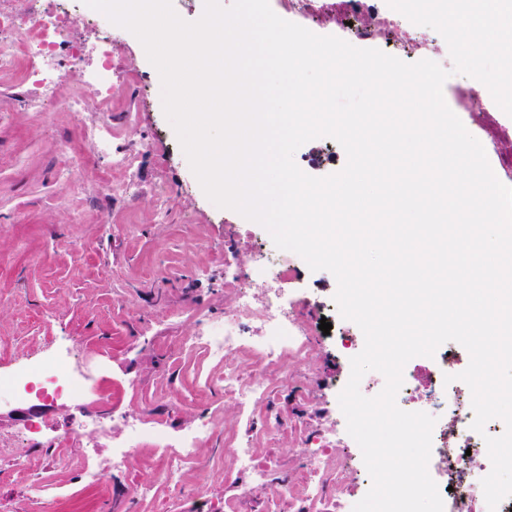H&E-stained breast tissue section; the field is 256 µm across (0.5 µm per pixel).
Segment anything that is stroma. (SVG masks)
<instances>
[{
	"label": "stroma",
	"instance_id": "1",
	"mask_svg": "<svg viewBox=\"0 0 512 512\" xmlns=\"http://www.w3.org/2000/svg\"><path fill=\"white\" fill-rule=\"evenodd\" d=\"M116 37L112 101L138 115L118 142L149 144L135 181L141 193L167 192L169 218L160 221L150 205L136 204L119 185L111 202H101L96 170H86L79 186L63 182L54 146L73 136L72 115L25 107L17 95L20 72L0 74V370L43 351L62 333L73 338L84 359L104 367L108 395L100 403L114 413L158 423L172 435L199 414L212 413L218 431L199 445L184 471V489H203L212 512H255L278 501L282 480L311 482L303 438L326 423L336 405L326 384L345 370L348 358L327 339L289 367L269 393L288 421L273 436L262 409L248 417L223 393L204 390L212 365L202 352L177 350L175 339L193 335L201 320L223 321L234 309V294L224 286L225 246L248 252L258 245L272 255L278 249L262 225L208 199L161 101L147 90L156 68L130 31ZM393 38L423 43L408 62L424 55L450 70L446 103L470 87L471 77L453 73L447 43L434 29L404 20ZM294 159L309 175L323 177L343 169L346 153L323 137L302 145ZM286 259L293 277L285 286L292 296L315 286L320 301H333L337 282L329 271H311L293 252ZM18 429L17 421L0 417V503L27 499L37 489L35 512H99L105 496L112 512H182L181 501L156 485L154 441L141 444L104 494L78 479L81 445L30 448L26 454L34 466L19 465ZM247 435L257 458L275 469L268 483L253 484L233 471L219 474L225 438ZM148 485L157 488L150 500L142 495Z\"/></svg>",
	"mask_w": 512,
	"mask_h": 512
}]
</instances>
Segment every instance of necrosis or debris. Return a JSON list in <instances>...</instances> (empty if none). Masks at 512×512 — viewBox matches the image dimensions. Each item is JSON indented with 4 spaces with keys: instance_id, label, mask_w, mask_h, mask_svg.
<instances>
[{
    "instance_id": "obj_1",
    "label": "necrosis or debris",
    "mask_w": 512,
    "mask_h": 512,
    "mask_svg": "<svg viewBox=\"0 0 512 512\" xmlns=\"http://www.w3.org/2000/svg\"><path fill=\"white\" fill-rule=\"evenodd\" d=\"M288 13L314 33L324 16H337L346 41L353 45L359 40L365 16L378 15L383 30L392 24L391 10H379L378 0H288ZM80 20L96 26L94 41L69 38V31ZM113 31L107 17L83 0H0V72L22 68L36 107L58 102L76 116L84 110V99L65 94V86L76 82L94 91L101 117L93 126L80 127L81 145L58 148V175L73 185L91 161L108 159V166L99 175L101 190L107 196L112 193L113 177L132 172L144 151L140 145L121 149L113 145L116 132L135 125L138 118L137 113L112 109ZM224 270V285L233 290L236 309L225 315L222 324L203 323L194 335L180 337L176 345L182 350L202 351L212 365L218 366L219 374L206 377L205 388L223 391L242 413L249 415L266 401L278 381L277 370L305 358L313 336L308 319L311 305L307 298L288 297L282 287L288 279L287 267L263 254H252L245 261L236 252L225 251ZM237 355L251 356L248 370L234 363ZM468 364L463 351L444 345L434 357L411 359L404 368L396 403L402 410L423 411L436 419L428 471L441 493L444 512H512V496L504 498L493 511L485 501L481 481L491 470L485 439L502 435L505 424L490 421L484 432L473 430L468 387L457 378ZM448 374L453 375V382H445ZM95 378V369L78 356L66 336L54 337L45 353L0 371V404L16 402L33 407L51 398L81 405L79 414L71 417L62 433L47 440L41 437L37 418L24 421L19 447L44 442L51 448H64L86 440L92 430L103 436L111 433L117 415H100L84 405L95 388ZM126 429V440L114 445L107 459L87 458L82 470L85 483L107 488L109 474L123 469L137 443L155 434L153 428L134 423L127 424ZM216 429V420L205 414L176 441L164 442L160 447L157 476L171 491L182 494L185 512H208L203 492L184 493L182 476L199 443L211 438ZM350 440L342 422L308 432L303 446L314 479L300 488L284 484L273 512H325L331 497L336 500V512H353L372 480L358 454L354 457L355 466L362 472L358 484L348 488L335 484L334 478L341 475L344 466L332 451Z\"/></svg>"
}]
</instances>
